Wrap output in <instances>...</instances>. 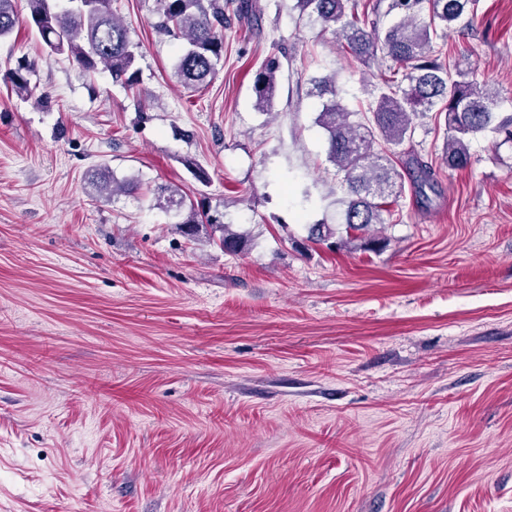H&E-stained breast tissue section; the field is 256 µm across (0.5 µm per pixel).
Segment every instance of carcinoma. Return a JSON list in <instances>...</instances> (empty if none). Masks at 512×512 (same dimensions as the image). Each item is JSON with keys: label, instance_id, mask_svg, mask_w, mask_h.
<instances>
[{"label": "carcinoma", "instance_id": "carcinoma-1", "mask_svg": "<svg viewBox=\"0 0 512 512\" xmlns=\"http://www.w3.org/2000/svg\"><path fill=\"white\" fill-rule=\"evenodd\" d=\"M477 0H391L389 11L398 20L379 30L369 20L378 4L356 0H297L300 11H308L326 28H333L361 63L366 66L385 59L389 70L401 79L383 78L369 104L364 122L350 121L351 113L334 99L331 80H319V93L333 95L323 104L316 122L327 135V156L343 174L344 232L351 238L384 223L386 199L404 188V175L419 195L434 183V171L412 154L394 148L411 141L414 120L433 110L444 114V161L460 169L470 160L471 140L486 133L512 141V116L496 112L499 93L489 81L477 78L475 70L440 62L435 50L438 33H461L473 25ZM155 27L163 34L185 42L174 67L177 83L194 92L207 86L224 59L223 0H159ZM30 20L51 54L67 55L88 73L106 69L112 81L130 89L140 85L135 68L138 44L130 29L112 10V0H28ZM18 15L13 0H0V37L14 30ZM279 61L268 60L254 80L257 107L265 110L276 85ZM31 69L20 66L3 75L4 83L21 96L30 94ZM96 195L108 197L118 191L133 193L138 184L98 174L90 179ZM208 224L219 233L224 252L245 250L249 234L224 223L221 213L190 209L177 229L190 241L198 228ZM337 234L329 224H314L310 240L327 242Z\"/></svg>", "mask_w": 512, "mask_h": 512}]
</instances>
